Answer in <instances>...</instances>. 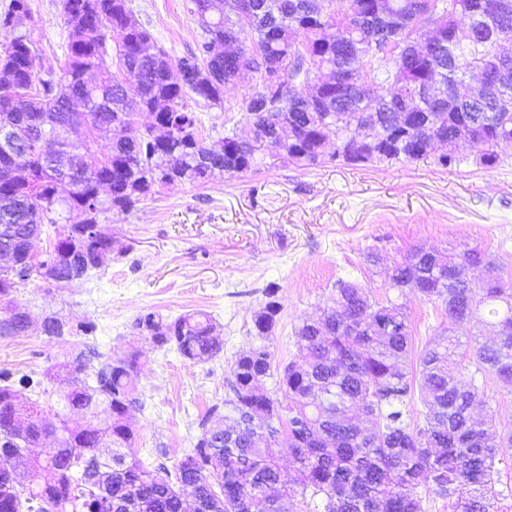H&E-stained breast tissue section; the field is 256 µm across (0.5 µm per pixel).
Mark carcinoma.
I'll return each mask as SVG.
<instances>
[{
  "mask_svg": "<svg viewBox=\"0 0 512 512\" xmlns=\"http://www.w3.org/2000/svg\"><path fill=\"white\" fill-rule=\"evenodd\" d=\"M61 7L69 41L63 64L41 71L35 49L21 29L32 22L29 0H10L0 26L18 31L0 58V130L17 128L16 157L0 152V240L31 250L24 278L0 270V336H22L27 325L12 314L16 294L44 279L40 256L60 257L55 283L91 276L112 233L100 222L108 213L127 214L157 185L206 183L224 173H247L267 165L261 139L237 128L224 130L222 149L202 133V120L189 101L224 109V86L254 74L245 100L248 124L285 149L281 163L310 168L324 160L322 142L344 140L351 125L377 117L380 142L354 153H336L350 164L418 161L428 157L422 139L463 140L479 163L497 162L494 148L512 141V87L488 100L429 102L419 96L420 72L430 70L447 86L466 67L478 65L497 36L512 37V10L501 0H190L202 30L196 49L176 59L157 46L129 0H65ZM449 15L447 42L426 63L406 48L399 56L368 57L374 76L386 81L397 67L404 79L400 98L348 82L307 94L325 67L344 76L362 64L378 42L412 43L429 10ZM115 50V67L107 63ZM279 72L288 95H269L267 80ZM60 119L56 151L66 169L38 153L42 113ZM127 131L109 152L99 142L112 127ZM78 210L80 232L50 234ZM390 287L408 288L440 301L448 334L437 336L412 360V327L404 306L371 299L357 282L336 283L334 306L294 327L303 359L279 373L267 364V342L281 306L278 287L268 285L265 305L253 318L255 342L236 360L233 397L224 415L212 410L200 422L197 442L168 468L146 467L132 448L133 412L139 398L126 364L93 370L91 391L69 378L66 364L51 379L63 385L64 405L89 406L97 399L112 407L102 432L90 422L67 429L60 448L41 460L13 421L24 413L11 399L33 386L24 375L0 373V512H110L124 501L130 512H284L278 447L288 437L292 461L304 481L301 495L321 497L322 512H422L420 488L453 501V512H502L512 485L496 489L502 449L512 447V430L490 433L470 416L485 379L493 375L512 391V283L477 249L440 255L411 249L394 266ZM493 318L497 340L462 341L460 329L480 314ZM137 326L156 346L173 345L184 358L205 362L223 345L205 313L172 321L149 312ZM42 332L60 338L67 322L44 318ZM274 380L275 389L267 388ZM419 393L422 421L407 420L403 408ZM112 457L100 453L102 440ZM28 486L17 481L18 473Z\"/></svg>",
  "mask_w": 512,
  "mask_h": 512,
  "instance_id": "1",
  "label": "carcinoma"
}]
</instances>
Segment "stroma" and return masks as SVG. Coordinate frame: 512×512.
Returning <instances> with one entry per match:
<instances>
[{
  "label": "stroma",
  "instance_id": "stroma-1",
  "mask_svg": "<svg viewBox=\"0 0 512 512\" xmlns=\"http://www.w3.org/2000/svg\"><path fill=\"white\" fill-rule=\"evenodd\" d=\"M186 0H133L139 20L158 45L178 58L194 49L201 30ZM36 19L30 35L47 58L63 60L68 30L60 0H30ZM248 83L224 88L223 109H201L211 140L220 128H247ZM327 158L304 169L273 165L203 184L155 187L127 215L108 216L112 253L97 276L69 284L37 281L17 300L32 325L22 336H0V372L42 383L35 400L46 422L62 412L61 387L47 381L54 366L89 358L92 366L138 352L132 381L142 408L133 416L132 450L148 467L173 466L193 448L199 423L231 397L234 362L254 341L253 316L264 306L269 282L279 286L281 310L269 343L271 364L297 357L294 327L332 306L338 279L362 285L377 301L403 303L422 351L448 327L441 302L418 293L396 294L387 270L412 248L443 251L479 248L512 275V143L497 149L498 162H475L462 148L460 164L443 167L436 156L360 166ZM378 250V266L365 256ZM165 319L204 312L223 343L205 363L149 342L135 326L140 314ZM58 314L71 331L44 336V316Z\"/></svg>",
  "mask_w": 512,
  "mask_h": 512
}]
</instances>
